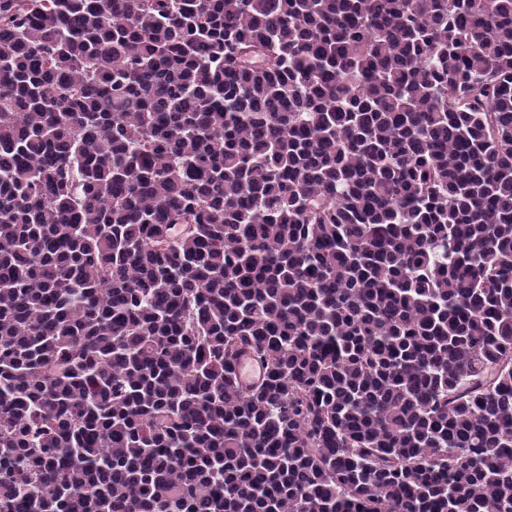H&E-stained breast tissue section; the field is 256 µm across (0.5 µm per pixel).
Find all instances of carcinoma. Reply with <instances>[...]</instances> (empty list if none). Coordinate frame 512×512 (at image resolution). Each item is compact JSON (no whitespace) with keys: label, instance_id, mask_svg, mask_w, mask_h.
<instances>
[{"label":"carcinoma","instance_id":"1","mask_svg":"<svg viewBox=\"0 0 512 512\" xmlns=\"http://www.w3.org/2000/svg\"><path fill=\"white\" fill-rule=\"evenodd\" d=\"M0 512H512V0H0Z\"/></svg>","mask_w":512,"mask_h":512}]
</instances>
